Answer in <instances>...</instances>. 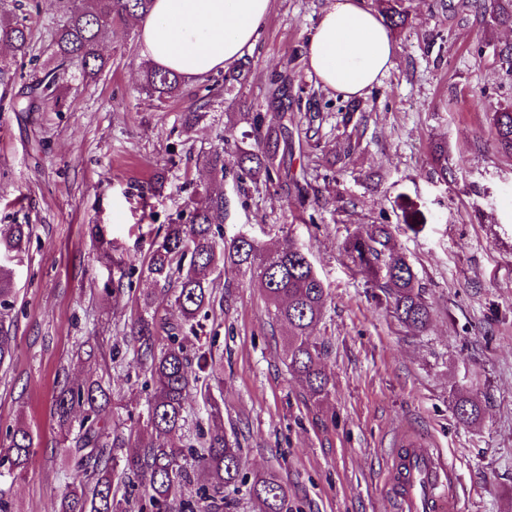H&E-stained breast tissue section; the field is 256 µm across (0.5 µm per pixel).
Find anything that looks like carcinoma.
<instances>
[{
    "mask_svg": "<svg viewBox=\"0 0 512 512\" xmlns=\"http://www.w3.org/2000/svg\"><path fill=\"white\" fill-rule=\"evenodd\" d=\"M0 0V45L11 57H0V92L8 94L16 83L18 68L31 55L33 33L27 17L4 7ZM404 0H381V12L393 25L407 17ZM152 0H63L62 22L52 33L53 68L26 90L11 98L13 110L37 112L39 103L62 104L59 79L77 73L95 79L107 66L99 46L104 32L115 19L147 15ZM470 6L493 26L512 27V0H473ZM143 89L158 104L182 94V79L174 72L152 64L143 68ZM269 103L278 109V123H266L260 112H243L241 120L249 130L234 140L238 175L254 184L285 187L294 191L302 207L319 202L310 196V183L297 174L288 160L295 149L293 101L285 82L271 91ZM496 144L512 154V107L492 114ZM203 165L214 182L224 178V150L215 149ZM433 173L448 181V145L434 144ZM224 192L213 188L195 202L186 221L166 226L161 242L147 259L145 270L157 282L173 291L176 322L156 315L139 316L130 326L138 363L150 373L152 393L145 419L147 439L140 451L125 459L124 485L141 498L139 512H233L227 491L246 487L253 512H288L287 492L274 471L246 476L241 467V448L224 433L221 405L209 399L206 406L208 429L197 445L179 447L174 438L187 420V399L200 380L188 345L180 339L183 329H194L199 313L213 302V288L221 269L250 271L264 284L266 303L273 315L288 325L285 356L288 369L305 383L310 396L328 393V378L321 366V350L311 341L323 320L327 289L305 253L290 238L267 247L245 234L224 235ZM32 232L29 224L0 226V369L10 366L16 336L9 312L14 304L11 263L24 249ZM358 271L382 288L391 302L392 314L404 326L416 330L427 326L430 307L406 257L393 251L390 231L378 225L366 235L346 244ZM167 332L168 343L156 345L159 330ZM110 393L95 381L65 383L53 400V414L65 432L64 453L68 491L58 512H127L130 494L116 498L113 473L114 449L125 440L112 434ZM455 412L464 425L477 421L478 406L466 397L457 399ZM8 453L0 457V477L17 479L27 470L34 454V440L24 425L5 432ZM194 462L188 470L186 462ZM197 481L195 495L183 496V489Z\"/></svg>",
    "mask_w": 512,
    "mask_h": 512,
    "instance_id": "cac0c4a2",
    "label": "carcinoma"
}]
</instances>
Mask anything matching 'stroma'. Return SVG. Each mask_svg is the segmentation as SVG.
I'll list each match as a JSON object with an SVG mask.
<instances>
[{"instance_id":"1","label":"stroma","mask_w":512,"mask_h":512,"mask_svg":"<svg viewBox=\"0 0 512 512\" xmlns=\"http://www.w3.org/2000/svg\"><path fill=\"white\" fill-rule=\"evenodd\" d=\"M33 51L17 82L34 83L49 61L59 0H24ZM327 0H271L237 79L227 70L184 84L157 105L141 88L134 20L112 24L96 80L67 78V107L13 111L0 101V225L28 224L14 263L16 351L0 371V438L23 423L36 448L26 474L0 479L11 512H57L66 479L52 402L64 382L109 389L110 424L135 452L143 432L148 373L129 327L152 306L174 312L171 292L141 271L163 225L186 218L206 181L205 155L238 112L269 113L278 76L292 94L316 98L310 140L295 167L316 189L301 210L286 189L241 182L225 157V233L303 248L327 292L314 337L325 355L327 396L308 397L285 360L286 325L269 319L260 280L223 271L194 355L212 353L200 381L224 408L244 472L278 473L289 512H397L391 475L403 437L448 460L457 495L446 512H512V155L496 150L491 112L512 105V71L493 52L512 29L489 26L473 8L406 0L392 29L395 65L360 97L363 135L347 153L344 98L304 63L308 36ZM206 116L184 128L191 105ZM448 143V179L431 169V144ZM388 225L412 265L431 319L421 331L393 317L388 298L353 266L345 244ZM132 269L112 296V261ZM480 409L460 423L458 397Z\"/></svg>"}]
</instances>
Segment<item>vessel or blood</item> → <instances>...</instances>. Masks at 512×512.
I'll return each mask as SVG.
<instances>
[{
    "mask_svg": "<svg viewBox=\"0 0 512 512\" xmlns=\"http://www.w3.org/2000/svg\"><path fill=\"white\" fill-rule=\"evenodd\" d=\"M397 473V499L401 512H437L440 504L454 494L452 472L433 449H406L399 460Z\"/></svg>",
    "mask_w": 512,
    "mask_h": 512,
    "instance_id": "obj_1",
    "label": "vessel or blood"
}]
</instances>
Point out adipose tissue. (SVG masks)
I'll list each match as a JSON object with an SVG mask.
<instances>
[{
    "label": "adipose tissue",
    "mask_w": 512,
    "mask_h": 512,
    "mask_svg": "<svg viewBox=\"0 0 512 512\" xmlns=\"http://www.w3.org/2000/svg\"><path fill=\"white\" fill-rule=\"evenodd\" d=\"M270 0H153L139 20L141 54L188 81L224 69L253 48ZM392 37L364 0H328L312 30L306 64L321 86L364 96L393 67Z\"/></svg>",
    "instance_id": "adipose-tissue-1"
}]
</instances>
